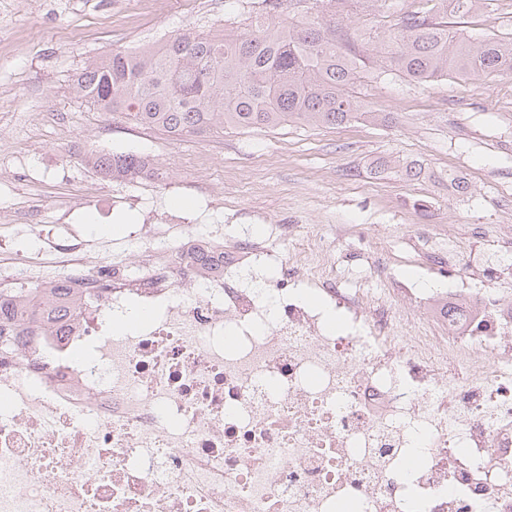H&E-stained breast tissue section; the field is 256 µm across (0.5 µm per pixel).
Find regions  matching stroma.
<instances>
[{
    "label": "stroma",
    "mask_w": 512,
    "mask_h": 512,
    "mask_svg": "<svg viewBox=\"0 0 512 512\" xmlns=\"http://www.w3.org/2000/svg\"><path fill=\"white\" fill-rule=\"evenodd\" d=\"M419 0H382L339 28L384 32ZM261 0H0V204L40 210L56 233L90 225L127 239L147 209L209 227L333 224L336 278L372 288L383 255L396 288L446 279L449 287L512 294V271H484L512 227V75L419 85L365 71L356 91L379 121L335 128H276L172 137L122 113L90 107L76 89L85 63L118 48L157 44L193 30L246 32ZM451 25L468 37L512 34V0ZM156 155L161 178L102 180L78 159L88 145ZM425 169L410 180L408 162ZM470 260L465 278L446 268L449 248Z\"/></svg>",
    "instance_id": "obj_1"
}]
</instances>
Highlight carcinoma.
Listing matches in <instances>:
<instances>
[{
  "mask_svg": "<svg viewBox=\"0 0 512 512\" xmlns=\"http://www.w3.org/2000/svg\"><path fill=\"white\" fill-rule=\"evenodd\" d=\"M379 0H288V17L257 14L254 28L235 38L176 34L134 51L114 50L87 63L78 92L105 113L126 112L141 124L173 136L214 128L252 129L289 122L336 126L371 117L354 95L360 55L378 74L417 83L512 74V36L471 40L445 15L465 16L487 0H426L380 36L364 33L363 45L336 34L326 17L373 13ZM81 161L104 180L149 177L144 156L88 146ZM21 284L0 291V324L13 298L29 295Z\"/></svg>",
  "mask_w": 512,
  "mask_h": 512,
  "instance_id": "1",
  "label": "carcinoma"
}]
</instances>
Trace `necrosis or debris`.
<instances>
[{
	"label": "necrosis or debris",
	"mask_w": 512,
	"mask_h": 512,
	"mask_svg": "<svg viewBox=\"0 0 512 512\" xmlns=\"http://www.w3.org/2000/svg\"><path fill=\"white\" fill-rule=\"evenodd\" d=\"M129 239L134 262L41 234L0 265L77 307L64 332L15 309L0 512H512L511 299L381 263L380 293L340 287L309 224Z\"/></svg>",
	"instance_id": "1"
}]
</instances>
